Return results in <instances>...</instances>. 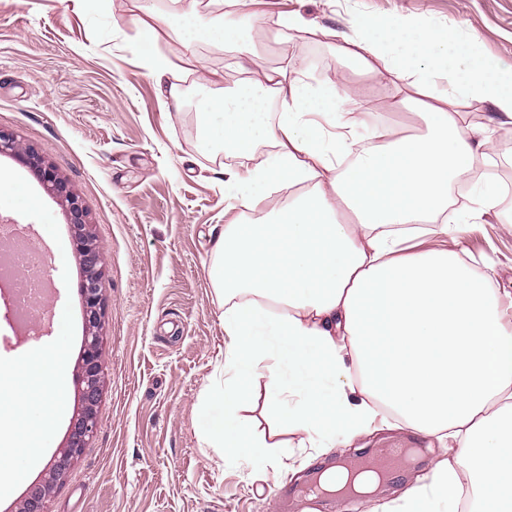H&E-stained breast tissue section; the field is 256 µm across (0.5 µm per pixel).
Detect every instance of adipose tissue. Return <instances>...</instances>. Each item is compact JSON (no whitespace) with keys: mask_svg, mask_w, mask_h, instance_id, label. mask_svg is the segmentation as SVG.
<instances>
[{"mask_svg":"<svg viewBox=\"0 0 512 512\" xmlns=\"http://www.w3.org/2000/svg\"><path fill=\"white\" fill-rule=\"evenodd\" d=\"M234 2L232 20H204L203 0H171L166 17L187 43L224 44L263 69L261 80L199 101L198 147L245 158L272 146L262 164L224 173L225 196L254 219L231 217L213 246L225 339L223 387L201 414L207 447L226 461L275 467L288 451L284 435L320 455L393 419L451 452L401 512H457L465 483L472 512H512V465L503 464L512 448V313L491 274L477 275L454 250L413 245L420 220L430 235L456 241L496 208L497 185L473 175L494 149L493 127L512 125V57H487L478 35L403 15L362 13L350 30H323L343 70L400 85L401 105L418 108L424 132L399 137L371 122L354 85L311 84L293 56L263 68L251 44L257 25L314 27L292 11L270 16L266 0ZM472 102L490 108V124L466 121L460 107ZM458 182L470 183L471 206L450 224ZM275 184L297 194L269 211ZM267 334L281 349H266ZM63 360L40 352L0 367V410L17 409L36 434L26 445L0 437V490L37 459L63 407ZM285 362L293 373L283 382ZM260 385L271 420L264 431L244 413ZM373 463L354 475L326 472L321 487L372 493L386 460Z\"/></svg>","mask_w":512,"mask_h":512,"instance_id":"adipose-tissue-1","label":"adipose tissue"}]
</instances>
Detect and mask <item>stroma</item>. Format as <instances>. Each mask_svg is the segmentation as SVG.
Here are the masks:
<instances>
[{"label":"stroma","mask_w":512,"mask_h":512,"mask_svg":"<svg viewBox=\"0 0 512 512\" xmlns=\"http://www.w3.org/2000/svg\"><path fill=\"white\" fill-rule=\"evenodd\" d=\"M321 28L346 30L353 15H414L461 35L477 33L486 54H512V0H271ZM167 0H0V129L14 133L50 165L78 197L106 251L102 320L104 387L100 426L46 503V512H340L334 498L318 509L279 493V483L304 484L316 462L342 460L334 448L314 460L297 451L283 458L280 476L268 464L222 462L199 431L206 396L224 362V300L210 277L213 241L224 231V172L262 163L269 145L244 160L197 146V119L186 98L161 93L139 51L140 19L163 16ZM266 64L295 54L336 53L323 37L302 39L274 22L253 34ZM155 49L177 65L169 82L198 95L223 93L242 72L223 46L185 47L178 30L157 25ZM371 107L399 117L401 132L420 133L413 114L394 108V91L353 73ZM35 209L0 203V219L33 225L55 264L58 293L49 308L43 347L62 348L66 403L39 462L26 465L0 495L13 512L27 486L67 438L77 409L76 377L84 331L77 291L83 277L64 200L49 195L31 169L0 155ZM453 250L494 285L512 291V208L497 207L454 242ZM67 315L60 336L56 320ZM351 448H420L424 455L395 472L376 494L355 500L352 512H392L417 478L442 459L437 441L404 426L354 438Z\"/></svg>","instance_id":"stroma-1"}]
</instances>
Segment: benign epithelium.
Wrapping results in <instances>:
<instances>
[{
	"instance_id": "7a95c632",
	"label": "benign epithelium",
	"mask_w": 512,
	"mask_h": 512,
	"mask_svg": "<svg viewBox=\"0 0 512 512\" xmlns=\"http://www.w3.org/2000/svg\"><path fill=\"white\" fill-rule=\"evenodd\" d=\"M0 153L9 154L21 163L41 169L45 190L51 195L65 193V186L31 147L18 142L13 134L0 130ZM76 236V248L85 271L81 293L85 303L87 334L81 354V373L78 375L80 407L72 424L66 446L48 465V477L35 486L20 504L17 512H45V504L55 486L64 480L69 466L78 459L84 448L92 442L97 429V406L102 393V351L98 329L105 315L106 283L101 269L105 263L104 247L96 242L86 222V213L73 194L65 197Z\"/></svg>"
}]
</instances>
